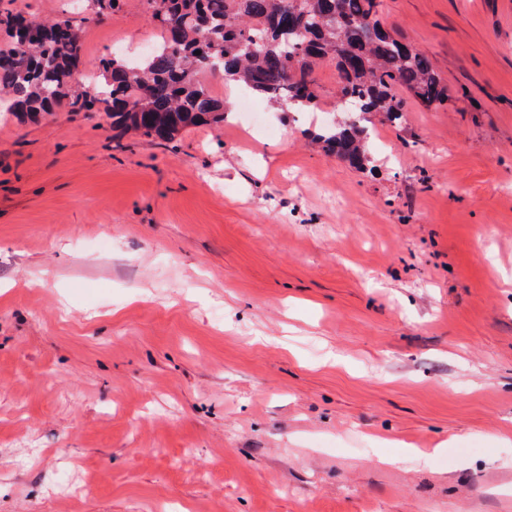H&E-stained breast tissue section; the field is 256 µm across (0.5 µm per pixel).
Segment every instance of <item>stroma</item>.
I'll use <instances>...</instances> for the list:
<instances>
[{"mask_svg": "<svg viewBox=\"0 0 512 512\" xmlns=\"http://www.w3.org/2000/svg\"><path fill=\"white\" fill-rule=\"evenodd\" d=\"M10 6L87 70L160 37ZM379 18L449 96L371 116L363 170L217 76L231 120L163 144L0 119V512H512V0Z\"/></svg>", "mask_w": 512, "mask_h": 512, "instance_id": "35a3bbf8", "label": "stroma"}]
</instances>
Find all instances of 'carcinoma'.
<instances>
[{
    "instance_id": "1",
    "label": "carcinoma",
    "mask_w": 512,
    "mask_h": 512,
    "mask_svg": "<svg viewBox=\"0 0 512 512\" xmlns=\"http://www.w3.org/2000/svg\"><path fill=\"white\" fill-rule=\"evenodd\" d=\"M95 14L110 19L124 0H90ZM160 31L159 43L132 62L114 55L78 86L82 63L79 25L70 17L41 22L0 0V101L5 111L35 120L66 106L73 112L97 107L112 125L158 142L180 131L224 123L229 103L205 82L218 74L269 103L314 108L323 62H336L338 97L359 111L348 121L327 124L315 138L324 148L362 169L370 162L367 115L376 112L399 124L401 88L427 110L448 103V85L428 56L381 25L379 0H146ZM201 54H195V51Z\"/></svg>"
}]
</instances>
